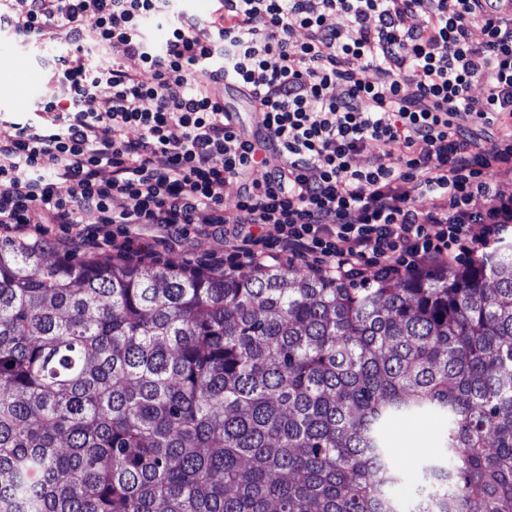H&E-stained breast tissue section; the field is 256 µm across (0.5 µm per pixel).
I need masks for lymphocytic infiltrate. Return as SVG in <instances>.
I'll return each mask as SVG.
<instances>
[{
    "mask_svg": "<svg viewBox=\"0 0 512 512\" xmlns=\"http://www.w3.org/2000/svg\"><path fill=\"white\" fill-rule=\"evenodd\" d=\"M166 12L152 47L143 23ZM2 27L37 41L62 33L70 49L53 60L65 100L0 139L1 231L59 224L107 252L146 249L148 224L168 248L194 229L224 240L212 272L299 261L348 282L419 274L512 236V193L496 184L512 180V13L498 0H221L207 24L173 0H0ZM92 46L111 60L91 71ZM229 85L262 138L225 107ZM394 145L400 164L384 166Z\"/></svg>",
    "mask_w": 512,
    "mask_h": 512,
    "instance_id": "lymphocytic-infiltrate-1",
    "label": "lymphocytic infiltrate"
}]
</instances>
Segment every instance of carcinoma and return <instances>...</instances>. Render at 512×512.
Here are the masks:
<instances>
[{"label": "carcinoma", "mask_w": 512, "mask_h": 512, "mask_svg": "<svg viewBox=\"0 0 512 512\" xmlns=\"http://www.w3.org/2000/svg\"><path fill=\"white\" fill-rule=\"evenodd\" d=\"M0 242V512H512V249L368 285ZM446 426V418L440 415H424L390 424L389 442L410 476L419 475L422 467L437 456L439 438ZM419 448L424 449L418 451Z\"/></svg>", "instance_id": "1"}]
</instances>
